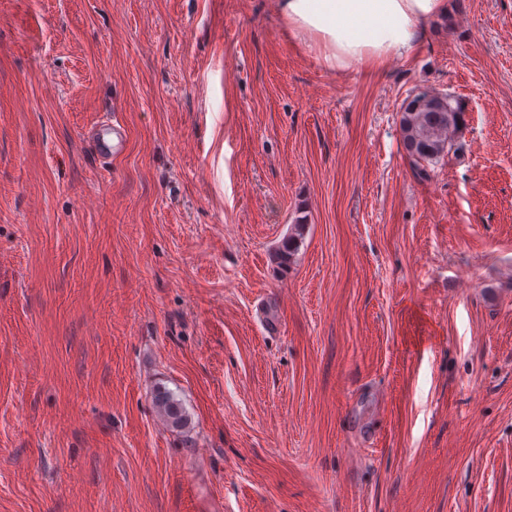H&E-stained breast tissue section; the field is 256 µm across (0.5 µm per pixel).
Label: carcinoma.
<instances>
[{"instance_id": "cac0c4a2", "label": "carcinoma", "mask_w": 512, "mask_h": 512, "mask_svg": "<svg viewBox=\"0 0 512 512\" xmlns=\"http://www.w3.org/2000/svg\"><path fill=\"white\" fill-rule=\"evenodd\" d=\"M463 124V111L451 96H439L426 90L409 95L401 105L400 126L402 142L412 163L424 173L421 165L434 163L444 156L451 136ZM299 235L285 237L272 254V260L281 269H288L298 250ZM154 404L173 428H183L187 416L176 394L165 386L154 393Z\"/></svg>"}]
</instances>
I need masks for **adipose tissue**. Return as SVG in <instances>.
Returning a JSON list of instances; mask_svg holds the SVG:
<instances>
[{"mask_svg": "<svg viewBox=\"0 0 512 512\" xmlns=\"http://www.w3.org/2000/svg\"><path fill=\"white\" fill-rule=\"evenodd\" d=\"M289 36L316 50L322 64L347 72L410 56L448 0H278Z\"/></svg>", "mask_w": 512, "mask_h": 512, "instance_id": "ef3b65f1", "label": "adipose tissue"}]
</instances>
